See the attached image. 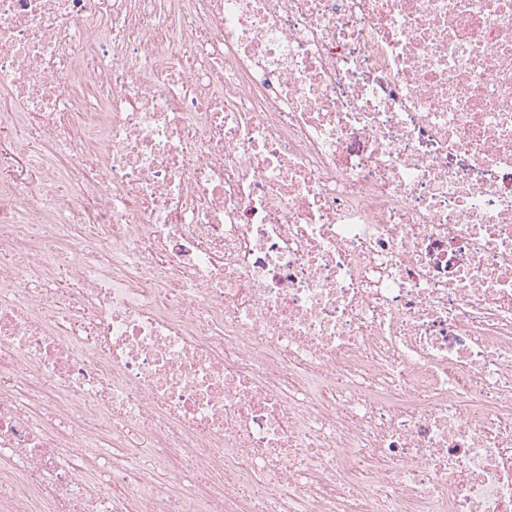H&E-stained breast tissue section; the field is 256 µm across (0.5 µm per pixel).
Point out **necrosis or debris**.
I'll return each instance as SVG.
<instances>
[{
	"label": "necrosis or debris",
	"mask_w": 512,
	"mask_h": 512,
	"mask_svg": "<svg viewBox=\"0 0 512 512\" xmlns=\"http://www.w3.org/2000/svg\"><path fill=\"white\" fill-rule=\"evenodd\" d=\"M0 97V512H512V0H0Z\"/></svg>",
	"instance_id": "necrosis-or-debris-1"
}]
</instances>
